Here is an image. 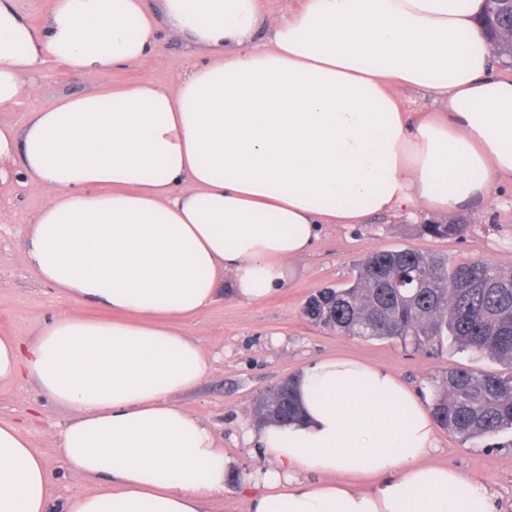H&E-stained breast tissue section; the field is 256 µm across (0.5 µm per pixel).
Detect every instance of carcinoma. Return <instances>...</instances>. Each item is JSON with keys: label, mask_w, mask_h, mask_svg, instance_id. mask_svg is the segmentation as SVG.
Masks as SVG:
<instances>
[{"label": "carcinoma", "mask_w": 512, "mask_h": 512, "mask_svg": "<svg viewBox=\"0 0 512 512\" xmlns=\"http://www.w3.org/2000/svg\"><path fill=\"white\" fill-rule=\"evenodd\" d=\"M491 50L512 58V0L485 18ZM449 237L462 224H425ZM304 315L347 336L397 338L420 346L448 338L454 349L487 355L504 372L452 367L443 372L430 404L437 425L464 442L492 439L512 429V270L488 260L454 264L448 256L406 248L374 250L353 277L307 300ZM296 377L277 383L256 403L267 422L296 419Z\"/></svg>", "instance_id": "1"}]
</instances>
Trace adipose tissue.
<instances>
[{
  "label": "adipose tissue",
  "mask_w": 512,
  "mask_h": 512,
  "mask_svg": "<svg viewBox=\"0 0 512 512\" xmlns=\"http://www.w3.org/2000/svg\"><path fill=\"white\" fill-rule=\"evenodd\" d=\"M483 0H304L263 41L259 0H49L31 26L0 0V112L49 63L105 75L142 63L161 31L188 39L167 84L72 93L0 121V164L43 202L27 233L38 278L95 304L21 345L0 382L34 380L69 419L53 446L103 492L62 512H208L232 461L173 404L210 361L174 327L223 287L281 288L323 224L416 208L453 212L512 179V75L497 74ZM447 106L408 111L400 88ZM297 420L250 430L270 466L249 512H497L488 489L426 464L437 425L388 368L335 356L297 377ZM51 477L0 422V512H48Z\"/></svg>",
  "instance_id": "obj_1"
}]
</instances>
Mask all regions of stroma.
<instances>
[{
    "mask_svg": "<svg viewBox=\"0 0 512 512\" xmlns=\"http://www.w3.org/2000/svg\"><path fill=\"white\" fill-rule=\"evenodd\" d=\"M185 55L183 42L163 33L142 64L104 76L72 73L52 64L41 72L37 94L29 105L41 108L69 93L118 88L145 75L166 83ZM41 203L40 191L20 176L12 173L0 180V336L24 343L32 341L54 314H101L95 305L61 296L30 266L25 221L38 212ZM431 221L459 222L465 230L448 238L424 234L422 224ZM404 248L444 254L456 263L485 259L512 269V183H500L479 207L450 215L420 210L412 216L372 215L361 224L324 225L311 251L292 262L289 278L277 292L259 302H243L228 293L195 317L176 320L177 328L199 341L212 368L198 385L174 396L172 402L210 424L233 460L224 498L212 505L211 512H248L251 491L243 487V477L265 466L247 437L254 426V402L318 359L349 356L388 368L426 402L431 401L437 379L448 368L499 370V363L487 356L453 352L435 342L418 347L397 339L353 338L304 316L305 301L322 288L347 282L366 254ZM67 419V410L48 400L34 381L0 383V420L21 425L33 449L46 459L53 512H58L64 498L103 487L99 481L64 477L48 434ZM497 441L494 448L484 441L465 443L441 430L437 448L426 462L455 469L486 486L497 501L498 512H512V432L500 433Z\"/></svg>",
    "mask_w": 512,
    "mask_h": 512,
    "instance_id": "35a3bbf8",
    "label": "stroma"
}]
</instances>
